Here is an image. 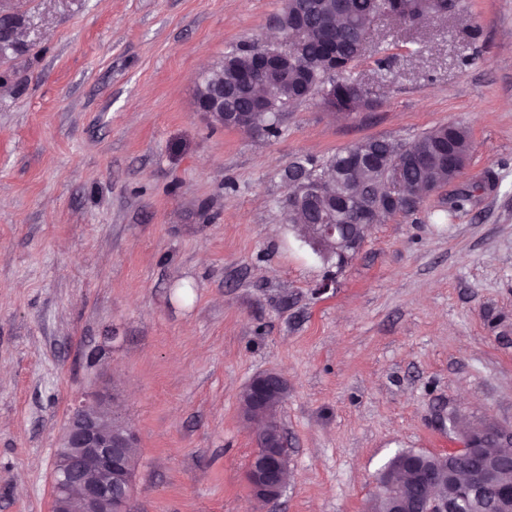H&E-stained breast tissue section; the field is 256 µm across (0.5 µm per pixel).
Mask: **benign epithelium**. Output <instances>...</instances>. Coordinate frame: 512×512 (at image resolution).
Segmentation results:
<instances>
[{
    "mask_svg": "<svg viewBox=\"0 0 512 512\" xmlns=\"http://www.w3.org/2000/svg\"><path fill=\"white\" fill-rule=\"evenodd\" d=\"M199 111L211 119L249 130L254 113L263 110L265 101L257 96L253 108L245 112L224 111V81L213 84L195 97ZM309 208L319 215L336 211V196L325 191L324 184L294 185L284 207ZM346 224L317 223L309 231L317 240H327L340 249L345 244ZM250 407L245 416L261 415L266 422L278 420L281 399L288 390L283 376L263 372L245 387ZM501 452L493 458L482 456L483 449L459 442L450 454L460 462L448 467V492L428 499L397 504V512H455L459 502L468 498L471 505L491 499L499 512H512V488L502 476L512 472V429L497 427ZM267 430L259 432L256 449L247 472L253 494L263 500L279 497L288 472L286 441L276 447L266 443ZM137 446L134 431L112 410H103L99 402H85L70 417L52 471V512H128L131 497V472L128 451Z\"/></svg>",
    "mask_w": 512,
    "mask_h": 512,
    "instance_id": "7a95c632",
    "label": "benign epithelium"
}]
</instances>
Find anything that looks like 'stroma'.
<instances>
[{"label":"stroma","instance_id":"stroma-1","mask_svg":"<svg viewBox=\"0 0 512 512\" xmlns=\"http://www.w3.org/2000/svg\"><path fill=\"white\" fill-rule=\"evenodd\" d=\"M464 3L377 20L350 70L374 105L299 101L269 136L194 96L227 53L277 48L284 0H0V512H51L97 394L138 435L130 512H366L398 451L456 447L450 413L512 427V0ZM446 123L471 135L459 182L344 266L286 223L291 162ZM269 370L290 459L261 504L240 394Z\"/></svg>","mask_w":512,"mask_h":512}]
</instances>
